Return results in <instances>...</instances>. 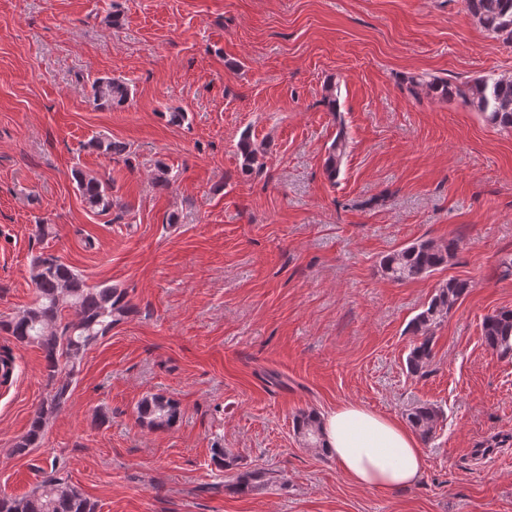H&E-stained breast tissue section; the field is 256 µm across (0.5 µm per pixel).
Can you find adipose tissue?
Returning <instances> with one entry per match:
<instances>
[{
    "label": "adipose tissue",
    "instance_id": "obj_1",
    "mask_svg": "<svg viewBox=\"0 0 512 512\" xmlns=\"http://www.w3.org/2000/svg\"><path fill=\"white\" fill-rule=\"evenodd\" d=\"M327 454L356 486L385 491L417 482L426 454L396 419L347 402L321 418Z\"/></svg>",
    "mask_w": 512,
    "mask_h": 512
}]
</instances>
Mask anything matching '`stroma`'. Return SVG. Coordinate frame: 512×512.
I'll return each mask as SVG.
<instances>
[{
  "instance_id": "obj_1",
  "label": "stroma",
  "mask_w": 512,
  "mask_h": 512,
  "mask_svg": "<svg viewBox=\"0 0 512 512\" xmlns=\"http://www.w3.org/2000/svg\"><path fill=\"white\" fill-rule=\"evenodd\" d=\"M412 74H512V46L463 0H0V320L34 301L42 251L135 307L88 348L24 455L13 445L45 395L44 359L0 331L15 356L0 384V495L58 464L97 512H512V357L482 334L485 316L512 309V131L414 98ZM97 78L126 83L128 101L96 107ZM329 83L350 137L333 182ZM245 135L266 149L248 176ZM95 137L127 144L128 159ZM159 163L176 176L165 190L151 184ZM77 169L111 179L110 212L86 206ZM426 239L457 242L447 266L382 275L383 257ZM451 278L471 287L411 375L409 324ZM155 393L178 405L171 429L137 419ZM344 402L401 420L439 408L415 484L357 487L304 446L296 416ZM215 448L236 466L217 469ZM245 471L262 485L230 491Z\"/></svg>"
}]
</instances>
